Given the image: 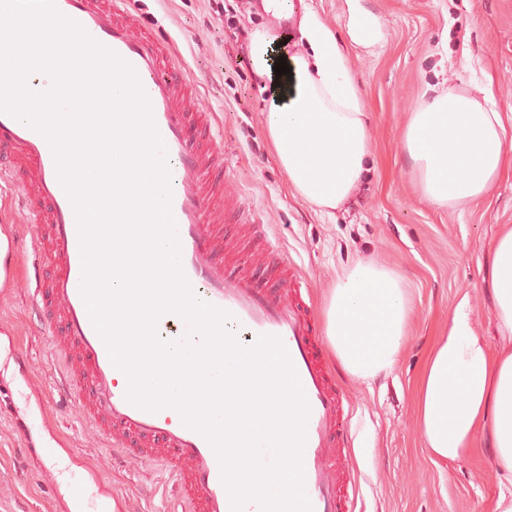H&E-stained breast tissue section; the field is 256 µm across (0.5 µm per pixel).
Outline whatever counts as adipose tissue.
I'll use <instances>...</instances> for the list:
<instances>
[{
  "instance_id": "obj_1",
  "label": "adipose tissue",
  "mask_w": 512,
  "mask_h": 512,
  "mask_svg": "<svg viewBox=\"0 0 512 512\" xmlns=\"http://www.w3.org/2000/svg\"><path fill=\"white\" fill-rule=\"evenodd\" d=\"M309 52L287 56V82L276 86L266 131L292 189L322 209H337L356 189L370 152L366 113L348 60L332 31L313 15L300 20ZM408 173L438 207L464 206L491 190L512 140L494 103L440 89L411 113L404 140ZM488 280L498 329L496 344L472 326L468 297L448 313L416 389L417 426L427 454L456 463L486 447L512 484V225L491 243ZM324 334L343 370L373 379L389 373L407 341L413 301L402 276L373 260L344 271L325 298Z\"/></svg>"
}]
</instances>
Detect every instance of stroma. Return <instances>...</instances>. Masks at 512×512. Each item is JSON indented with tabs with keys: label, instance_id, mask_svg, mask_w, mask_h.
<instances>
[{
	"label": "stroma",
	"instance_id": "obj_1",
	"mask_svg": "<svg viewBox=\"0 0 512 512\" xmlns=\"http://www.w3.org/2000/svg\"><path fill=\"white\" fill-rule=\"evenodd\" d=\"M129 7L169 36L186 71L200 84L204 107L217 117L213 148L224 157L225 192L247 224L267 225L285 258L321 305L337 275L360 258L397 270L414 298L405 350L388 376L336 377L348 393L349 471L358 493L352 512H494L507 484L484 452L451 465L433 463L417 432L416 382L448 311L468 296L476 331L497 334L485 281L488 247L500 225L512 224V166L486 198L467 207H437L414 188L403 153L407 120L426 85L474 91L492 83L497 108L512 113V0H305L344 50L369 121L373 150L352 197L324 213L288 182L265 132L269 90L256 84L248 45L267 28L248 0H129ZM19 185H0V230H24L22 262L41 260L28 228ZM19 281L0 302V323L12 329L35 387L0 369V512H69L48 458L63 446L86 477L92 462L96 495L115 499V512H173L177 496L168 468L135 457L114 458L79 411L78 393L58 395L47 330L30 312ZM28 425L36 443L27 454L17 431ZM87 496V504L95 497Z\"/></svg>",
	"mask_w": 512,
	"mask_h": 512
}]
</instances>
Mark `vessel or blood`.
<instances>
[{
	"instance_id": "obj_1",
	"label": "vessel or blood",
	"mask_w": 512,
	"mask_h": 512,
	"mask_svg": "<svg viewBox=\"0 0 512 512\" xmlns=\"http://www.w3.org/2000/svg\"><path fill=\"white\" fill-rule=\"evenodd\" d=\"M57 12L132 67L163 143L170 212L183 276L200 301L226 312L224 329L241 345L278 338L308 405L301 453L311 512H349L355 488L341 458L351 441L347 395L326 356L311 299L298 272L278 254L268 229L249 225L235 240L225 225L238 217L224 196V159L208 145L216 122L198 85L177 63L172 40L135 25L126 0H54ZM0 179L21 183L31 228L46 263L28 273L32 304L61 355L60 386L79 389L80 412L114 456L159 460L170 468L183 512H232L218 455L178 409H143L127 398L129 378L112 361L82 294L78 219L53 148L38 130L0 111ZM0 296L19 270V241H0Z\"/></svg>"
}]
</instances>
